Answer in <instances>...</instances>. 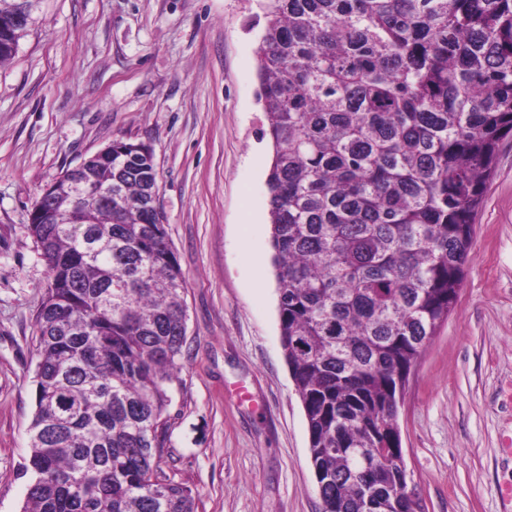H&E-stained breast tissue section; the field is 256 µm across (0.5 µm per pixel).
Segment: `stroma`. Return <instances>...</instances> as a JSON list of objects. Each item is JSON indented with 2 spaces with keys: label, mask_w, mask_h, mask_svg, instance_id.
Instances as JSON below:
<instances>
[{
  "label": "stroma",
  "mask_w": 512,
  "mask_h": 512,
  "mask_svg": "<svg viewBox=\"0 0 512 512\" xmlns=\"http://www.w3.org/2000/svg\"><path fill=\"white\" fill-rule=\"evenodd\" d=\"M265 0H40L0 65V512L32 473L36 312L47 267L29 231L43 190L113 140L147 144L186 278L187 345L163 469L197 512H322L280 341L259 98ZM398 423L423 512H501L512 484V138L474 219L447 321Z\"/></svg>",
  "instance_id": "obj_1"
}]
</instances>
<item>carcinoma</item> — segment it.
<instances>
[{"mask_svg":"<svg viewBox=\"0 0 512 512\" xmlns=\"http://www.w3.org/2000/svg\"><path fill=\"white\" fill-rule=\"evenodd\" d=\"M39 0H0V16ZM260 98L281 344L323 512H419L394 448L410 372L448 319L473 216L512 137V0H267ZM28 28L0 26V62ZM52 185L22 512H196L161 467L186 279L143 143ZM363 449L368 464L355 465ZM154 474L156 482H148Z\"/></svg>","mask_w":512,"mask_h":512,"instance_id":"1","label":"carcinoma"}]
</instances>
